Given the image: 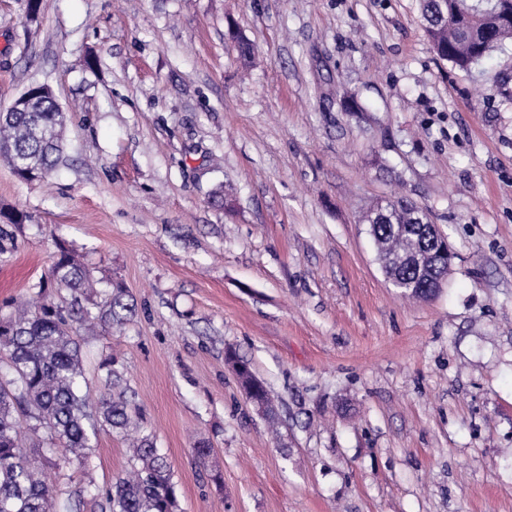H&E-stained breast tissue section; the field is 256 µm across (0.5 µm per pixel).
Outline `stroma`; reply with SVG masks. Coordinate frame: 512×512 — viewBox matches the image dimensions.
<instances>
[{"label": "stroma", "mask_w": 512, "mask_h": 512, "mask_svg": "<svg viewBox=\"0 0 512 512\" xmlns=\"http://www.w3.org/2000/svg\"><path fill=\"white\" fill-rule=\"evenodd\" d=\"M33 84L64 154L36 181L0 157V213L24 216L0 315L59 243L125 290L135 315L81 344L121 365L179 512H512V45L459 69L419 0H0V111ZM394 194L455 254L426 299L368 232ZM131 465L106 427L86 466L44 469L100 512ZM231 362L239 363L243 368L241 371L236 372V375L245 391L247 399L263 412L272 413L269 391L264 383L254 376L249 364L240 359L235 353L228 352L225 355V363L229 364Z\"/></svg>", "instance_id": "stroma-1"}]
</instances>
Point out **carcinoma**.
Listing matches in <instances>:
<instances>
[{"label": "carcinoma", "instance_id": "carcinoma-1", "mask_svg": "<svg viewBox=\"0 0 512 512\" xmlns=\"http://www.w3.org/2000/svg\"><path fill=\"white\" fill-rule=\"evenodd\" d=\"M503 0H421V18L436 53L466 69L512 39V15ZM64 112L54 102L35 96L28 112H0V156L25 181L45 176L62 152ZM426 214L403 196L371 212L370 234L387 279L401 292L426 296L433 286V266L447 264L445 238L432 240L423 231ZM22 214L6 216L0 225V256L13 251L11 227ZM89 271L70 251L58 246L39 292L64 290L67 307L24 302L13 316L0 320V512H52L53 489L45 471L30 461L21 428L38 436L51 451H61L78 464L87 460L99 427L106 424L124 434L133 448L134 464L100 493L104 512H178L177 489L170 465L154 440L141 433V411L127 389L116 358L101 357L97 396H92L80 345L75 335L94 336L124 323L133 305L118 288L101 304H88ZM236 372L247 399L272 412L269 391L236 354L225 363Z\"/></svg>", "mask_w": 512, "mask_h": 512}]
</instances>
